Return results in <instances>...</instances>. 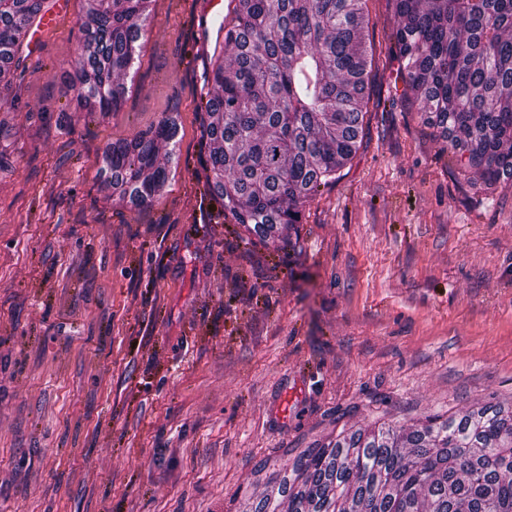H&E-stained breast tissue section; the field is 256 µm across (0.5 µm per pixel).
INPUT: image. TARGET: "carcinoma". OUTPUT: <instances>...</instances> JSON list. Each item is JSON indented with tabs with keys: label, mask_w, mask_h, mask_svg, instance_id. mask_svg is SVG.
<instances>
[{
	"label": "carcinoma",
	"mask_w": 512,
	"mask_h": 512,
	"mask_svg": "<svg viewBox=\"0 0 512 512\" xmlns=\"http://www.w3.org/2000/svg\"><path fill=\"white\" fill-rule=\"evenodd\" d=\"M224 29L229 62L212 69L218 118L204 129L224 213L258 236L284 234L356 153L372 54L359 0H235ZM400 76L442 130L444 150L493 185L512 179V0H389ZM150 0H110L81 44L90 74L76 106L123 102ZM47 0H0V84ZM176 122L166 117L104 157L112 189L136 206L168 182L158 163ZM288 512H512V409L486 404L418 428L357 430L297 458Z\"/></svg>",
	"instance_id": "obj_1"
}]
</instances>
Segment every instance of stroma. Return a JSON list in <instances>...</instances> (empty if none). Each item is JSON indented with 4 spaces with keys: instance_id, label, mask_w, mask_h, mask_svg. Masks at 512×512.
Returning a JSON list of instances; mask_svg holds the SVG:
<instances>
[{
    "instance_id": "35a3bbf8",
    "label": "stroma",
    "mask_w": 512,
    "mask_h": 512,
    "mask_svg": "<svg viewBox=\"0 0 512 512\" xmlns=\"http://www.w3.org/2000/svg\"><path fill=\"white\" fill-rule=\"evenodd\" d=\"M98 0H65L0 106V512H253L298 454L512 402V182L439 149L399 76L387 0L359 149L297 245L222 215L203 127L224 43L202 0H151L118 111L72 81ZM174 116L138 207L100 169Z\"/></svg>"
}]
</instances>
